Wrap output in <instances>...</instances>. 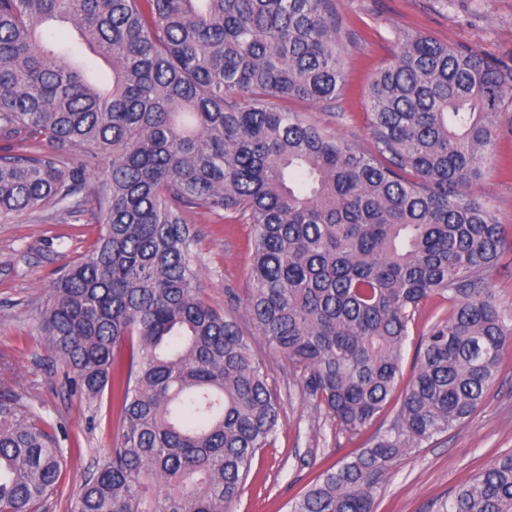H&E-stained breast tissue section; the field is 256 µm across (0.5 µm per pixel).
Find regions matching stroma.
Masks as SVG:
<instances>
[{
  "mask_svg": "<svg viewBox=\"0 0 512 512\" xmlns=\"http://www.w3.org/2000/svg\"><path fill=\"white\" fill-rule=\"evenodd\" d=\"M344 45L345 81L330 104L281 99L283 108L368 151L367 90L375 73L392 57L399 30L414 28L451 44H468L486 55L512 58V0H484L480 13L468 0L442 10L435 0H335ZM493 168L479 184L512 237V122L501 121L493 149ZM199 234L206 300L240 319L241 330L265 363L268 380L281 401L272 447L257 454L247 487L232 512H286L288 501L335 464L358 454L371 430L349 436L307 400L299 375L272 354L254 328L243 321L241 305L248 285L253 229L232 214L188 212ZM98 225L58 224L27 216L0 223V386L31 398L36 409L74 441L61 486L47 512H69L85 478L108 457L118 417L109 398L88 406L65 377L63 363L49 353L37 331L36 308L46 295L52 271L77 257L93 241ZM448 304L438 297L423 303L410 327L402 374L410 376L419 335ZM512 452V348L477 411L447 434L413 449L391 467L377 496L375 512H437L456 490L496 456Z\"/></svg>",
  "mask_w": 512,
  "mask_h": 512,
  "instance_id": "obj_1",
  "label": "stroma"
}]
</instances>
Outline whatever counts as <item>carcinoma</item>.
Instances as JSON below:
<instances>
[{"instance_id": "cac0c4a2", "label": "carcinoma", "mask_w": 512, "mask_h": 512, "mask_svg": "<svg viewBox=\"0 0 512 512\" xmlns=\"http://www.w3.org/2000/svg\"><path fill=\"white\" fill-rule=\"evenodd\" d=\"M51 21L77 40H49ZM342 52L335 0H0V223L101 225L37 308L86 402L107 392L119 413L73 512H231L276 434L264 363L201 296L191 209L253 226L245 317L342 433L392 400L419 306L451 308L421 335L385 430L289 512H374L394 462L470 417L495 380L512 309L491 275L512 239L474 187L512 112V65L401 31L368 89L364 153L273 102L336 101ZM101 155L100 188L87 170ZM70 447L1 388L0 512H37ZM439 512H512V453Z\"/></svg>"}]
</instances>
